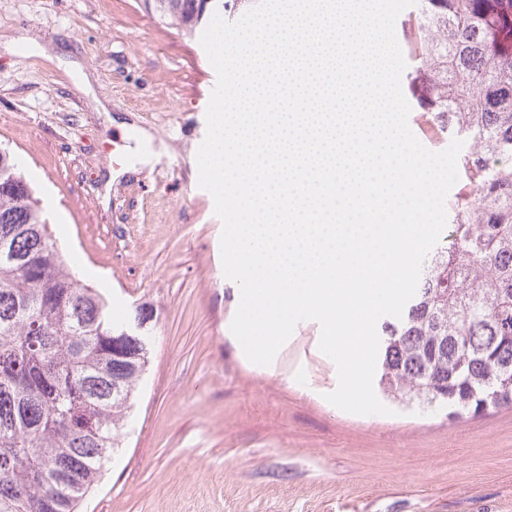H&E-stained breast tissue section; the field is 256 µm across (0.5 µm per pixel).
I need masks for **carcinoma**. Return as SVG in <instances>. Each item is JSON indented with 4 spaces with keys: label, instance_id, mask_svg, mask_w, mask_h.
I'll use <instances>...</instances> for the list:
<instances>
[{
    "label": "carcinoma",
    "instance_id": "1",
    "mask_svg": "<svg viewBox=\"0 0 512 512\" xmlns=\"http://www.w3.org/2000/svg\"><path fill=\"white\" fill-rule=\"evenodd\" d=\"M199 0H150L185 36ZM409 89L459 138L465 185L401 318L381 324L377 382L449 414L512 406V0H419ZM0 512H77L119 448L149 363V316L117 317L78 280L14 155L0 149Z\"/></svg>",
    "mask_w": 512,
    "mask_h": 512
}]
</instances>
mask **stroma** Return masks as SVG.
Returning a JSON list of instances; mask_svg holds the SVG:
<instances>
[{
    "label": "stroma",
    "instance_id": "35a3bbf8",
    "mask_svg": "<svg viewBox=\"0 0 512 512\" xmlns=\"http://www.w3.org/2000/svg\"><path fill=\"white\" fill-rule=\"evenodd\" d=\"M216 73L140 0H0V147L77 276L155 343L133 424L79 512H512V408L357 415L318 322L267 366L230 330L222 223L192 160ZM162 163L119 183L135 130Z\"/></svg>",
    "mask_w": 512,
    "mask_h": 512
}]
</instances>
